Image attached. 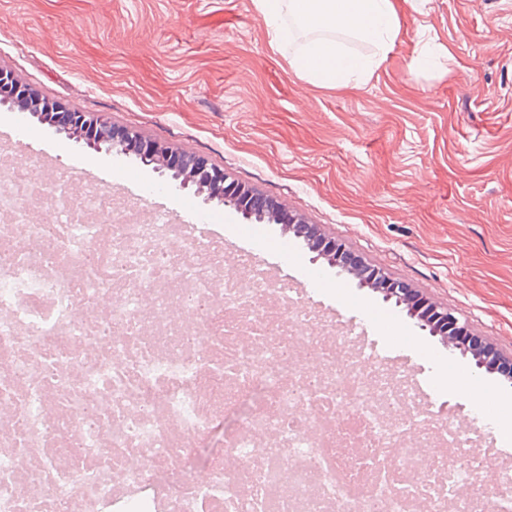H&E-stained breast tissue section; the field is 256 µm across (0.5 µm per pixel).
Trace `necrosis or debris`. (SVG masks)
<instances>
[{"label":"necrosis or debris","mask_w":512,"mask_h":512,"mask_svg":"<svg viewBox=\"0 0 512 512\" xmlns=\"http://www.w3.org/2000/svg\"><path fill=\"white\" fill-rule=\"evenodd\" d=\"M221 243L0 165V512H441L512 480ZM236 461L181 468L228 406ZM437 440L427 454L424 443ZM263 455H256L258 445Z\"/></svg>","instance_id":"obj_1"}]
</instances>
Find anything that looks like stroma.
Masks as SVG:
<instances>
[{"label": "stroma", "mask_w": 512, "mask_h": 512, "mask_svg": "<svg viewBox=\"0 0 512 512\" xmlns=\"http://www.w3.org/2000/svg\"><path fill=\"white\" fill-rule=\"evenodd\" d=\"M399 34L372 74L336 88L300 78L255 0H0V66L67 110L99 112L147 139L205 156L253 192L455 312L512 355V0H395ZM5 148L33 178L112 191L176 224L217 218L224 266L294 288L321 331L351 334L401 372L420 407H450L491 466L512 449V382L448 349L381 293L357 287L281 225L205 209L134 156L96 152L0 106ZM480 385L495 421L479 419Z\"/></svg>", "instance_id": "stroma-1"}]
</instances>
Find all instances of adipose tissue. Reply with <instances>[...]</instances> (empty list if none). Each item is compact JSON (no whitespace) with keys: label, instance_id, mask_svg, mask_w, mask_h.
<instances>
[{"label":"adipose tissue","instance_id":"1","mask_svg":"<svg viewBox=\"0 0 512 512\" xmlns=\"http://www.w3.org/2000/svg\"><path fill=\"white\" fill-rule=\"evenodd\" d=\"M258 7L275 37H284L283 17L287 14L315 32V39L293 55L289 64L300 77L331 88L371 74L398 34L393 0H258ZM335 31L371 43L373 54L345 52L343 45L331 37Z\"/></svg>","mask_w":512,"mask_h":512}]
</instances>
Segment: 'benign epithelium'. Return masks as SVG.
Wrapping results in <instances>:
<instances>
[{"label": "benign epithelium", "instance_id": "benign-epithelium-1", "mask_svg": "<svg viewBox=\"0 0 512 512\" xmlns=\"http://www.w3.org/2000/svg\"><path fill=\"white\" fill-rule=\"evenodd\" d=\"M0 104L19 112L34 107L46 108L43 117L58 126L69 139L83 141L94 150L106 149L120 154H136L140 162L161 176L180 182V187L194 189L205 205L230 207L245 220L255 216H271L284 225V229L302 238L308 249L315 253L314 260L323 259L328 264L358 280L361 288H371L394 301L407 314L416 319L421 329L440 337L448 348L461 355L471 356L476 364L496 370L512 380V357L491 353L482 339L474 335L468 324L460 322L454 313L431 302L426 296L409 288L401 281L391 279L387 273L363 261L348 265L341 261L345 249L342 245L320 237L315 227L305 223L292 212L283 209L231 179L222 168L196 154L151 143L134 129L111 123L98 112H58V106L43 101L33 89L13 72L0 68Z\"/></svg>", "mask_w": 512, "mask_h": 512}]
</instances>
